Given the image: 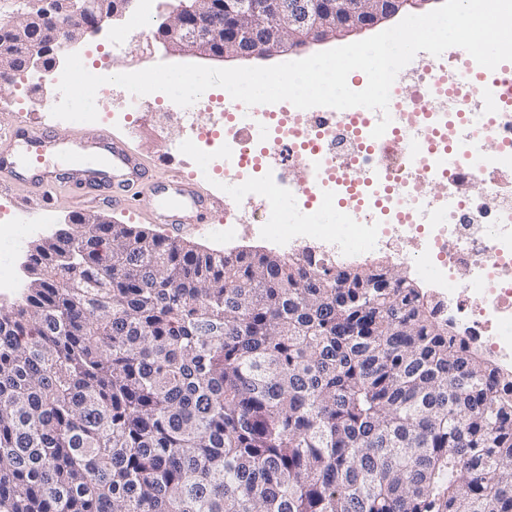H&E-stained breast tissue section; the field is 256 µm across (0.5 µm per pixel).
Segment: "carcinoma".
Returning <instances> with one entry per match:
<instances>
[{
    "mask_svg": "<svg viewBox=\"0 0 512 512\" xmlns=\"http://www.w3.org/2000/svg\"><path fill=\"white\" fill-rule=\"evenodd\" d=\"M60 239L0 308V512H512V377L407 279Z\"/></svg>",
    "mask_w": 512,
    "mask_h": 512,
    "instance_id": "1",
    "label": "carcinoma"
}]
</instances>
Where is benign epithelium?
Listing matches in <instances>:
<instances>
[{"label": "benign epithelium", "instance_id": "benign-epithelium-1", "mask_svg": "<svg viewBox=\"0 0 512 512\" xmlns=\"http://www.w3.org/2000/svg\"><path fill=\"white\" fill-rule=\"evenodd\" d=\"M431 0H195L192 8H175L162 30L165 47L177 53L222 60L281 55L293 48L323 42L370 28L396 15L408 5L421 7ZM79 23L66 37L47 33L48 55L55 56L60 44H74L116 25L132 0H115L112 8L104 0H66ZM48 13L20 10L9 32H22L20 53L28 67L40 69L44 58L31 48L32 23Z\"/></svg>", "mask_w": 512, "mask_h": 512}]
</instances>
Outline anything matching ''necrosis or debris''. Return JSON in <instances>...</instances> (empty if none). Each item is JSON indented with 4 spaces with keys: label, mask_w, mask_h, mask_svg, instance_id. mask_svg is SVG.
<instances>
[{
    "label": "necrosis or debris",
    "mask_w": 512,
    "mask_h": 512,
    "mask_svg": "<svg viewBox=\"0 0 512 512\" xmlns=\"http://www.w3.org/2000/svg\"><path fill=\"white\" fill-rule=\"evenodd\" d=\"M158 18V0H137L129 23L112 33L113 51L127 39H149ZM480 71L465 55L440 72L428 63L403 68L390 91L391 123L377 139L373 114L360 107L241 103L228 115L203 93L195 106L218 122L223 162L233 165L243 196L225 236L250 222L291 248L322 241L321 257L333 262L394 256L444 298L440 317L488 360L512 369V190L500 188L512 174V96L487 111L475 91ZM259 144L280 172L257 196ZM447 155L453 162L444 169ZM291 173L305 174L323 204L286 226L277 199ZM438 181L446 191L431 192Z\"/></svg>",
    "instance_id": "obj_1"
}]
</instances>
